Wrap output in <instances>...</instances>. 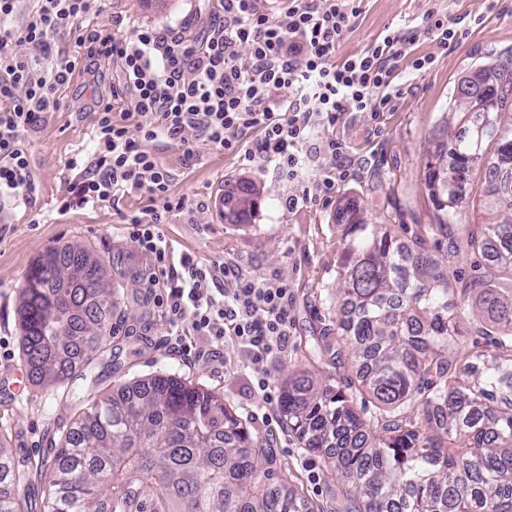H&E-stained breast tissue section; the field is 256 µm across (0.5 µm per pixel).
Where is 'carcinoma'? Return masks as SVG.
I'll return each instance as SVG.
<instances>
[{
    "label": "carcinoma",
    "instance_id": "obj_1",
    "mask_svg": "<svg viewBox=\"0 0 512 512\" xmlns=\"http://www.w3.org/2000/svg\"><path fill=\"white\" fill-rule=\"evenodd\" d=\"M467 100H493L497 111L466 114ZM450 109L426 163L429 198L446 227L465 205L448 207L439 173L466 174L464 202L474 179L493 187L466 245L509 283L478 279L459 289L461 301L474 296L471 308L450 303V270L422 239L401 244L386 225L365 223L354 201L339 212L349 240L331 292L336 339L356 372L349 387L385 415L365 421L353 396L308 371L288 378L281 410L305 448L331 459L346 512H512V405L499 406L512 387V54L458 84ZM480 123L490 134L478 142L470 131ZM255 204L253 183H224L229 223H248ZM119 306L112 267L85 244L40 254L19 306L32 380L53 385L87 364ZM471 319L495 353L467 345ZM273 458L224 398L157 375L88 400L57 446L44 512H312ZM19 480L0 438V512H25L7 491Z\"/></svg>",
    "mask_w": 512,
    "mask_h": 512
}]
</instances>
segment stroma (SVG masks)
<instances>
[{
    "mask_svg": "<svg viewBox=\"0 0 512 512\" xmlns=\"http://www.w3.org/2000/svg\"><path fill=\"white\" fill-rule=\"evenodd\" d=\"M219 10V0H167L160 8L149 0H103L100 12L85 24L124 36L140 27L194 36L207 30ZM433 17L456 23L458 42L444 47L435 35L425 34ZM415 28L422 34L409 58L399 63L401 95L394 109L376 118L351 112L336 126L318 128L302 152L308 168L303 178L283 182L272 169L205 144L191 158L174 142L150 147L158 165L171 173L170 193L179 203L160 227L176 253L207 263H236L255 278H276L288 286V341L269 364L275 400L267 406L257 395L252 365L235 345L221 346L216 361L189 362L173 351L177 330L155 301L164 288L149 287L152 262L124 222L127 214L151 207L148 194L131 192L94 208H61L74 177L71 159L97 148L96 110L121 81L119 60L95 74L76 73L58 90L47 121L26 135L34 194L18 203L0 202V340L9 349L0 354V432L23 471L16 491L26 512H44L48 484L36 466L51 462L62 428L85 409L87 397L157 374H174L223 396L252 437L274 448L284 483L298 489L315 512H336L345 499L344 486L323 456L302 448L289 432L278 398L289 376L301 369L338 388L353 376L335 351L317 347L334 339L329 294L346 244L337 211L354 201L367 223L393 225L402 242L423 235L429 250L446 258L460 280L484 272L480 258L451 248L452 241L465 239L469 225L479 223L478 210L467 207L457 224L438 228L425 164L458 82L512 50V0H361L336 56L345 58L386 34ZM420 56L433 57L434 63L428 70L413 71L411 60ZM331 141L336 151H329ZM327 177L335 182L328 194L320 189ZM228 180H248L257 188L249 223H226L214 207L216 193ZM288 196H303L307 202L287 209L281 201ZM73 241L111 261L121 307L91 364L59 389L46 391L20 379L26 371L18 326L20 294L33 260Z\"/></svg>",
    "mask_w": 512,
    "mask_h": 512,
    "instance_id": "obj_1",
    "label": "stroma"
}]
</instances>
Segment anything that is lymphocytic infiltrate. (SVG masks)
Wrapping results in <instances>:
<instances>
[{
	"mask_svg": "<svg viewBox=\"0 0 512 512\" xmlns=\"http://www.w3.org/2000/svg\"><path fill=\"white\" fill-rule=\"evenodd\" d=\"M356 0H290L273 15L258 0H223L222 15L204 36L139 28L118 37L86 30L82 22L101 0H0V197L28 199L36 190L21 136L44 121L59 87L81 69L121 62L122 90L97 112L98 149L73 161L77 178L63 209L95 207L129 191L149 194L153 206L128 223L153 274L169 278L161 298L170 324L188 323L193 343L181 342L184 360L212 359L215 344H237L256 366L267 391L263 361L288 340V287L257 281L230 263L200 264L175 255L158 231L172 208L171 174L149 151L159 137L185 154L197 141L273 163L277 177L301 178L299 153L315 128L335 125L346 112H388L400 95L395 80L414 33L386 35L358 55L336 51L357 13ZM75 46L50 54L61 32ZM285 89L288 99H274ZM144 119L140 138L131 118ZM259 131L250 142L248 131Z\"/></svg>",
	"mask_w": 512,
	"mask_h": 512,
	"instance_id": "f902f5d3",
	"label": "lymphocytic infiltrate"
}]
</instances>
